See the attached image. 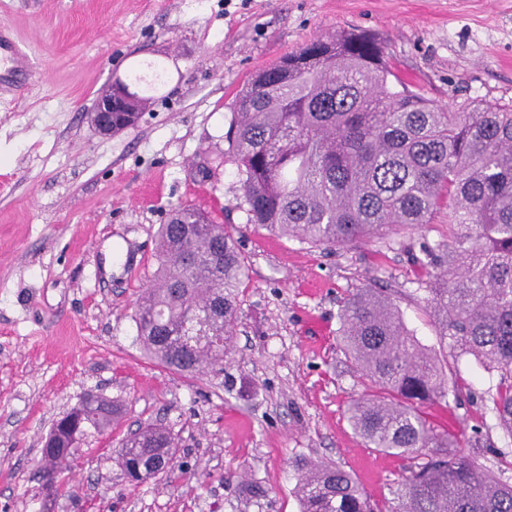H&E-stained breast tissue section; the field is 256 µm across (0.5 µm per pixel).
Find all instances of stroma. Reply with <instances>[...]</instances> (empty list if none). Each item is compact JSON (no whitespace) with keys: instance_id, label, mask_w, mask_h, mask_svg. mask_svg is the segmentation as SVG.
I'll return each instance as SVG.
<instances>
[{"instance_id":"1","label":"stroma","mask_w":512,"mask_h":512,"mask_svg":"<svg viewBox=\"0 0 512 512\" xmlns=\"http://www.w3.org/2000/svg\"><path fill=\"white\" fill-rule=\"evenodd\" d=\"M28 44L32 82L0 104V512H299L293 460L335 463L383 503L412 459L366 447L347 418L365 386L338 340L356 289L387 291L462 402L421 406L437 430L472 437L487 473L512 483V448L488 400L500 376L441 342L422 243L444 215L324 249L248 223L226 138L259 71L318 36L361 30L400 78L459 112L512 105V0H0ZM144 96L133 128L104 138L87 114L114 79ZM208 212L248 276L223 370L185 376L136 339V301L157 268L173 207ZM115 401L111 430L83 437L64 490L39 472L53 422L87 394ZM158 422L177 470L126 482L119 441ZM268 496L247 503L241 483Z\"/></svg>"}]
</instances>
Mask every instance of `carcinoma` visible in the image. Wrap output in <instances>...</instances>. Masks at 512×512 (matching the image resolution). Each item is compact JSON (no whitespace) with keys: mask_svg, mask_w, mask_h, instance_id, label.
<instances>
[{"mask_svg":"<svg viewBox=\"0 0 512 512\" xmlns=\"http://www.w3.org/2000/svg\"><path fill=\"white\" fill-rule=\"evenodd\" d=\"M391 77L376 37L341 32L300 46L288 68L276 64L242 91L227 139L247 222L328 248L443 212L448 242L422 245L433 277L427 305L442 339L500 372L489 401L512 438V107L454 112L394 90ZM156 259L134 314L144 350L188 376L224 364L247 276L236 240L205 212L179 206L158 228ZM340 340L369 382L348 407L353 430L369 448L421 463L386 507L339 466L299 459L300 512H512V484L421 415V404L461 390L390 298L357 289L340 311ZM117 414L97 396L80 429L104 430ZM69 445L62 422L42 448L43 479L56 489L74 461ZM174 453L170 432L151 425L125 438L119 464L136 481Z\"/></svg>","mask_w":512,"mask_h":512,"instance_id":"obj_1","label":"carcinoma"}]
</instances>
